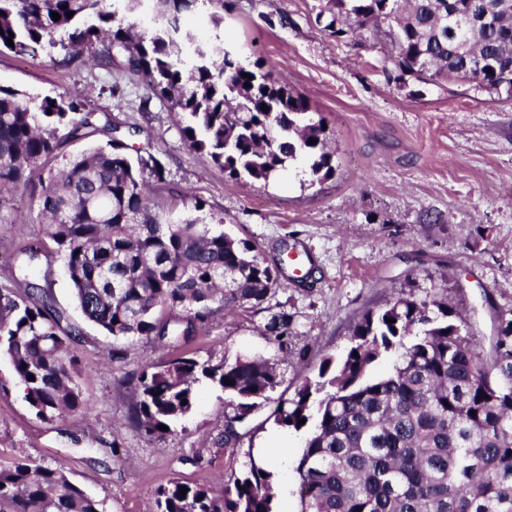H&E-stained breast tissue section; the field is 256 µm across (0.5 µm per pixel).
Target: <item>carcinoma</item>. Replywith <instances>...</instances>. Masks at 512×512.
I'll use <instances>...</instances> for the list:
<instances>
[{
    "mask_svg": "<svg viewBox=\"0 0 512 512\" xmlns=\"http://www.w3.org/2000/svg\"><path fill=\"white\" fill-rule=\"evenodd\" d=\"M152 2L157 26L139 34L111 0H0V51L54 49L69 64L144 81L187 116L188 147L232 178L265 186L298 161L318 180L334 174L325 129L303 95L270 71L260 78V63L198 39L185 23L197 0ZM501 2L330 0L324 30L358 47L383 33L397 82L463 80L511 96L512 7ZM75 141L91 146L54 171L37 167ZM132 150L108 113L78 91L31 96L0 86V209L28 196L56 245L21 247L25 263L0 274V354L40 418L88 410L68 350L76 328L62 326L50 289L32 280L29 265L40 257L62 260L78 307L103 332L164 347L298 281L284 259L269 263L249 241L158 211L147 186L163 182V166ZM292 325L280 310L260 334L282 346ZM351 340L340 362L325 360L318 379L274 412L283 429L301 430V419L311 425L296 466L301 512H512V313L496 312L485 351L448 301L401 295L367 311ZM389 355L391 370L373 373ZM203 381L235 402L220 436L226 448L279 385L274 364L258 354L170 359L138 377L132 424L165 437L159 426L193 413ZM275 486L274 466L252 458L219 491L169 480L155 489L152 512H277ZM0 512H104V503L62 467L20 459L0 465Z\"/></svg>",
    "mask_w": 512,
    "mask_h": 512,
    "instance_id": "1",
    "label": "carcinoma"
}]
</instances>
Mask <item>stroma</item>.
<instances>
[{
  "instance_id": "35a3bbf8",
  "label": "stroma",
  "mask_w": 512,
  "mask_h": 512,
  "mask_svg": "<svg viewBox=\"0 0 512 512\" xmlns=\"http://www.w3.org/2000/svg\"><path fill=\"white\" fill-rule=\"evenodd\" d=\"M328 0H228L221 27L203 0L188 22L200 39L230 45L245 63L287 77L323 120L335 173L318 181L295 163L267 185L204 167L184 143L181 116L142 81L113 72L116 93L98 71L65 65L61 55L0 52V85L30 93L86 92L91 108L110 113L129 142L154 154L165 180L153 198L172 216L193 215L194 200L212 228L255 244L270 260L288 242L308 253L313 275L289 286L264 309L215 318L189 341L160 349L144 337L112 339L83 317L61 261L50 287L77 330L91 416L37 418L6 357L0 356V464L30 458L64 466L68 477L103 500L106 512H149L155 488L178 477L219 486L248 467L256 450L281 440L277 461L280 512H300L294 468L304 435L281 430L274 403L240 426L235 447L215 445L234 407L223 391L199 387L194 413L158 439L130 422L134 386L149 364L179 355L257 353L276 363L274 395L293 397L316 379L325 359L341 360L352 329L368 310L398 295L447 297L465 328L488 344L494 312L512 311V98L443 85L390 79L378 42L359 48L337 41L318 15ZM48 245L35 203L26 196L0 209V269L20 263L18 246ZM293 317L287 348L260 335L270 312Z\"/></svg>"
}]
</instances>
